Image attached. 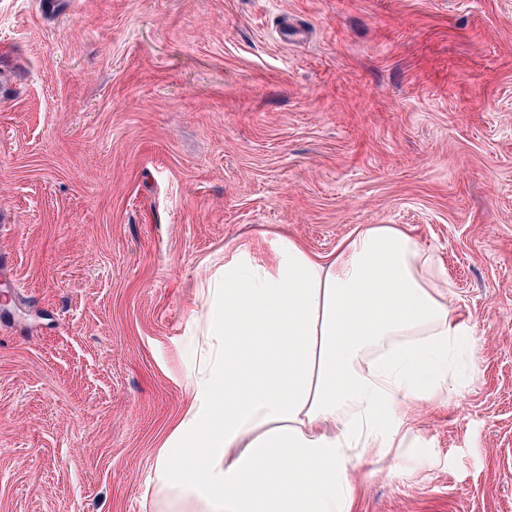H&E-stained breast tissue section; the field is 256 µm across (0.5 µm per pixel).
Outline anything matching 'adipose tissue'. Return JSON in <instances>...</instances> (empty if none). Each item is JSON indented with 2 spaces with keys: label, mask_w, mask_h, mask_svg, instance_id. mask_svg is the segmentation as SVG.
Here are the masks:
<instances>
[{
  "label": "adipose tissue",
  "mask_w": 512,
  "mask_h": 512,
  "mask_svg": "<svg viewBox=\"0 0 512 512\" xmlns=\"http://www.w3.org/2000/svg\"><path fill=\"white\" fill-rule=\"evenodd\" d=\"M453 298L441 259L396 224L325 256L296 238L225 250L188 314L205 348L160 494L173 512H353L366 449L401 447L415 403L457 390L478 340Z\"/></svg>",
  "instance_id": "1"
}]
</instances>
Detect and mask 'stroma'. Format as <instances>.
I'll use <instances>...</instances> for the list:
<instances>
[{
    "label": "stroma",
    "mask_w": 512,
    "mask_h": 512,
    "mask_svg": "<svg viewBox=\"0 0 512 512\" xmlns=\"http://www.w3.org/2000/svg\"><path fill=\"white\" fill-rule=\"evenodd\" d=\"M363 224L479 344L354 512H512V0H0V512H166L206 266Z\"/></svg>",
    "instance_id": "obj_1"
}]
</instances>
